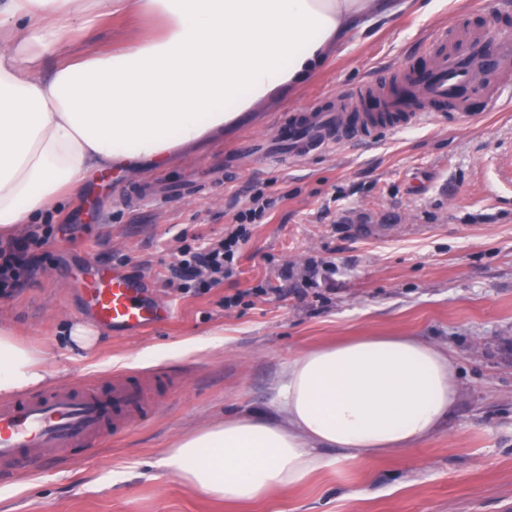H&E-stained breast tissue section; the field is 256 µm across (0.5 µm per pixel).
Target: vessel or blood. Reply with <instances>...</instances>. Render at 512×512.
I'll return each instance as SVG.
<instances>
[{"instance_id": "1", "label": "vessel or blood", "mask_w": 512, "mask_h": 512, "mask_svg": "<svg viewBox=\"0 0 512 512\" xmlns=\"http://www.w3.org/2000/svg\"><path fill=\"white\" fill-rule=\"evenodd\" d=\"M439 31L422 63L403 81L384 86L368 82L359 101L325 98L314 110L278 121L270 140L242 142L238 154L250 162H277L324 151L366 136L377 126L372 116L385 114L388 129L436 120L440 107L481 116L494 110L496 91L477 92L485 69L512 70V37L470 33L463 48L446 50ZM88 311L102 325L142 332L166 321L167 308L147 301L140 284L123 275L101 273L84 290ZM150 411L134 384L108 389L54 386L34 397L0 402V469L28 472L39 461L111 439L127 431Z\"/></svg>"}]
</instances>
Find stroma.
Returning a JSON list of instances; mask_svg holds the SVG:
<instances>
[{
    "label": "stroma",
    "mask_w": 512,
    "mask_h": 512,
    "mask_svg": "<svg viewBox=\"0 0 512 512\" xmlns=\"http://www.w3.org/2000/svg\"><path fill=\"white\" fill-rule=\"evenodd\" d=\"M490 15L512 35V0H434L428 15L412 5L381 18L297 94L263 105L264 127L247 118L191 157L111 173L50 216L66 230L33 252L35 276L0 298V323L40 352L49 383L138 378L156 412L104 445L0 479V512H512V85L509 103L473 119L447 112L249 168L233 152L326 94L408 73L430 31L447 28L454 46ZM144 182L167 200L117 203ZM257 192L271 206L235 276L197 295L168 287L180 241L221 237ZM312 259L318 273L298 295ZM285 267L294 278H282ZM100 268L138 281L172 317L143 333L104 326L94 351L72 349L66 325L90 320L81 288ZM357 336H414L455 359L461 395L430 439L366 459L323 449L306 482L257 501L183 484L168 463L181 436L272 411L289 362ZM147 349L159 357L137 361Z\"/></svg>",
    "instance_id": "1"
}]
</instances>
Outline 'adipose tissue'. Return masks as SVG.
Here are the masks:
<instances>
[{
    "mask_svg": "<svg viewBox=\"0 0 512 512\" xmlns=\"http://www.w3.org/2000/svg\"><path fill=\"white\" fill-rule=\"evenodd\" d=\"M385 0H0V231L42 223L91 172L184 154L300 89ZM150 21L104 49L94 24ZM40 354L0 329V396L42 386ZM459 396L447 350L364 336L297 356L272 415H238L171 450L185 485L259 499L307 480L321 451L368 458L429 439Z\"/></svg>",
    "mask_w": 512,
    "mask_h": 512,
    "instance_id": "adipose-tissue-1",
    "label": "adipose tissue"
}]
</instances>
